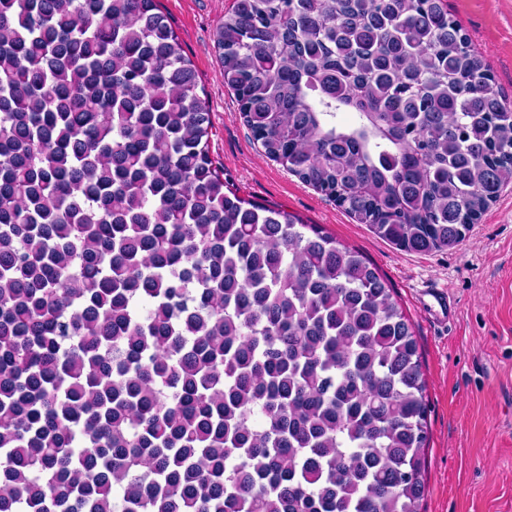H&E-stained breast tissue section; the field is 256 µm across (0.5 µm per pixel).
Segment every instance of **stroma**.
<instances>
[{
    "label": "stroma",
    "mask_w": 512,
    "mask_h": 512,
    "mask_svg": "<svg viewBox=\"0 0 512 512\" xmlns=\"http://www.w3.org/2000/svg\"><path fill=\"white\" fill-rule=\"evenodd\" d=\"M233 0H159L204 90L209 154L239 196L320 225L387 279L409 317L427 382L424 512H512V185L459 245L405 252L353 223L325 195L267 159L224 86L214 42ZM495 87L512 103V0H448ZM448 291L430 310L425 287Z\"/></svg>",
    "instance_id": "obj_1"
}]
</instances>
